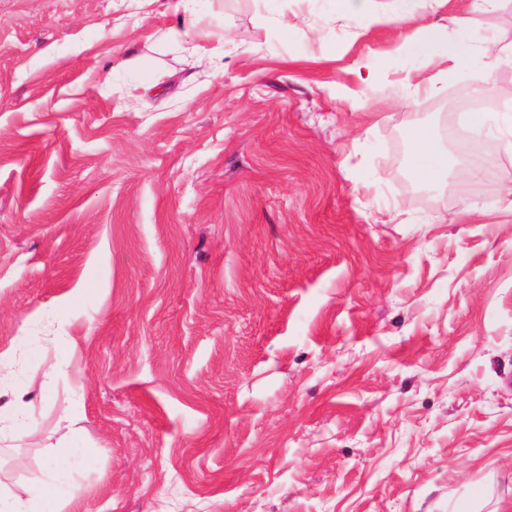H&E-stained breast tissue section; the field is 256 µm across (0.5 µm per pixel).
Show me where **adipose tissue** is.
Instances as JSON below:
<instances>
[{
	"label": "adipose tissue",
	"mask_w": 512,
	"mask_h": 512,
	"mask_svg": "<svg viewBox=\"0 0 512 512\" xmlns=\"http://www.w3.org/2000/svg\"><path fill=\"white\" fill-rule=\"evenodd\" d=\"M493 0H461V8L453 15L431 19L413 9L396 11L394 21L401 45L416 46L435 74L417 95H435L448 84L450 77L466 70L491 74L504 59H512V50L488 44L482 58H475L464 45L471 20L491 5ZM412 153V173L421 183L436 181L457 164L455 155L443 148L439 139L421 126H413L409 133Z\"/></svg>",
	"instance_id": "ef3b65f1"
}]
</instances>
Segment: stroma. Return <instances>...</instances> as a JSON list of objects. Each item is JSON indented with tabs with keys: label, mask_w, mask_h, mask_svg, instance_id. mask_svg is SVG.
<instances>
[{
	"label": "stroma",
	"mask_w": 512,
	"mask_h": 512,
	"mask_svg": "<svg viewBox=\"0 0 512 512\" xmlns=\"http://www.w3.org/2000/svg\"><path fill=\"white\" fill-rule=\"evenodd\" d=\"M177 3L0 0V493L512 512V151L491 125L492 169L427 185L407 138L456 149V92L512 88V62L413 105L431 71L394 23ZM488 37L512 44V0L473 18Z\"/></svg>",
	"instance_id": "35a3bbf8"
}]
</instances>
